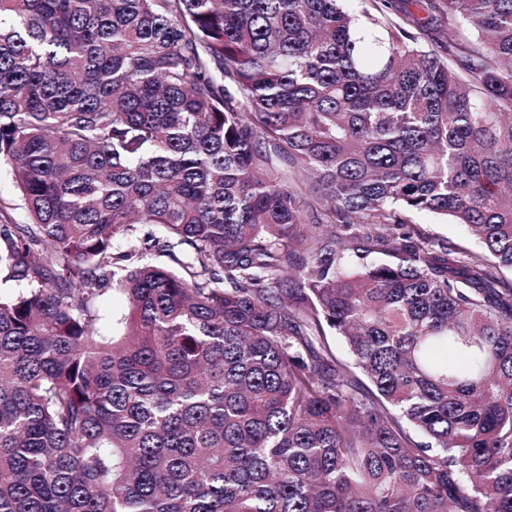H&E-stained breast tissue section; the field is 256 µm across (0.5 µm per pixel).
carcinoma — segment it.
Masks as SVG:
<instances>
[{
  "label": "carcinoma",
  "mask_w": 512,
  "mask_h": 512,
  "mask_svg": "<svg viewBox=\"0 0 512 512\" xmlns=\"http://www.w3.org/2000/svg\"><path fill=\"white\" fill-rule=\"evenodd\" d=\"M2 164L0 512H512V0H0ZM0 204L8 207L7 214L10 223H32L31 216L25 208L20 193L5 166L0 167ZM420 224L415 227L435 242L449 241L464 249L472 255H480L481 247L467 234L465 228L459 224L442 223L443 221L431 214L418 218Z\"/></svg>",
  "instance_id": "cac0c4a2"
}]
</instances>
